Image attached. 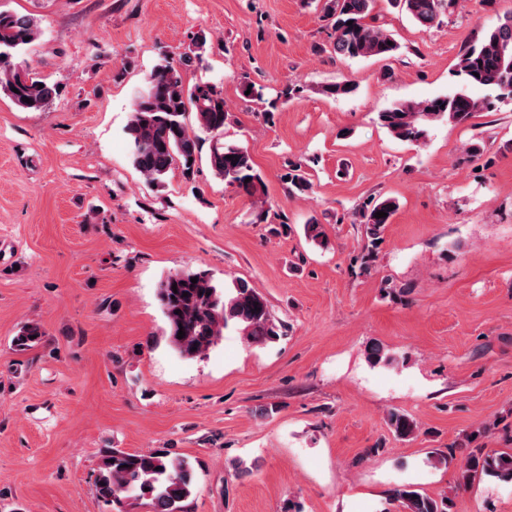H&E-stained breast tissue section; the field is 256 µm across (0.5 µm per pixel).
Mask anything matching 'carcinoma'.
I'll return each instance as SVG.
<instances>
[{"instance_id": "carcinoma-1", "label": "carcinoma", "mask_w": 512, "mask_h": 512, "mask_svg": "<svg viewBox=\"0 0 512 512\" xmlns=\"http://www.w3.org/2000/svg\"><path fill=\"white\" fill-rule=\"evenodd\" d=\"M377 0H325L323 18L328 21L330 52L344 59L393 56L400 48L393 36L372 24ZM419 27L429 30L458 0H388ZM40 36L35 20L0 4V92L22 111L47 108L61 92L60 86L35 72L25 58ZM191 57L164 58L150 74L146 89L136 98L124 133L131 148L134 167L149 183H159L175 165L188 177L197 157L200 137L186 123V114L195 113L198 130L210 137V167L228 187L251 198L254 222L262 223L268 209L263 177L248 147L224 141V127L231 114L222 88L210 83H186L184 66ZM453 76L460 89L452 95L423 101H403L378 112L379 124L395 139L419 142L427 127L437 122L465 123L478 112H491L496 103L512 101V13L498 19L479 40L467 45ZM471 86L489 87L495 100L471 95ZM30 102H25V99ZM289 193L304 196L312 189L302 165L288 163ZM397 210L391 198L369 197L355 211L357 223L364 225L371 249L354 258L366 271L372 247L382 239ZM383 211L387 216L375 217ZM305 237L326 245L324 225L315 218L304 224ZM198 281L191 282L192 278ZM160 305L167 322V337L177 354L187 360L201 359L233 328L249 344L264 345L283 336L282 324L272 315L267 300L244 279L226 289L204 271L180 270L167 275L158 288ZM184 338H178L179 331ZM43 332L37 323L23 325L14 338L16 350L26 351L39 343ZM372 365L396 361L383 346L371 343L366 349ZM387 423L394 435L410 439L417 434V422L403 412H391ZM490 479L512 483V450L469 452L460 465L458 486ZM195 486L194 469L184 459H168L156 451L128 453L107 450L101 457L95 480L98 498L123 512L127 499L140 502L147 512H184ZM393 499L403 512H451L453 499L444 493L430 496L411 485L394 490Z\"/></svg>"}]
</instances>
